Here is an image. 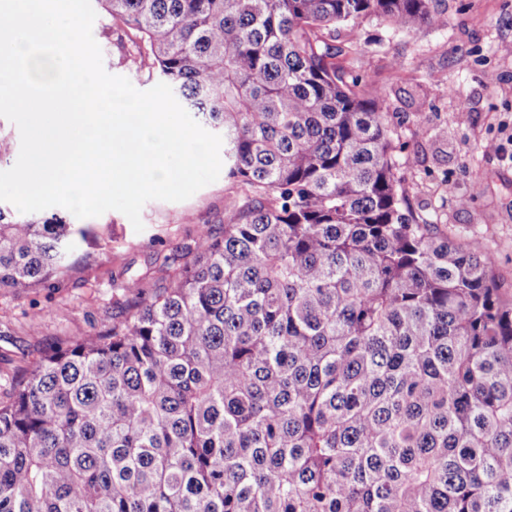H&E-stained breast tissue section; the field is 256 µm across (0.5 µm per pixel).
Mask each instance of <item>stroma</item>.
Returning a JSON list of instances; mask_svg holds the SVG:
<instances>
[{
  "label": "stroma",
  "instance_id": "stroma-1",
  "mask_svg": "<svg viewBox=\"0 0 512 512\" xmlns=\"http://www.w3.org/2000/svg\"><path fill=\"white\" fill-rule=\"evenodd\" d=\"M438 27L393 28L373 19L336 29L347 70L367 73L379 89L391 128L404 143L398 173L416 220L444 224L450 238L472 243L495 258L494 276L512 296V0H445ZM93 37L105 70L147 90L155 79L127 63L126 33L98 14ZM495 82H487V74ZM504 153L486 152L488 141ZM224 179L182 202L152 200L141 211L143 231L121 212L76 219L65 208L48 215L79 223L71 266L53 288L0 290V396L52 348L90 334L125 315L121 286L132 278L158 287L175 250L193 243L201 228L222 231L228 209L240 201Z\"/></svg>",
  "mask_w": 512,
  "mask_h": 512
}]
</instances>
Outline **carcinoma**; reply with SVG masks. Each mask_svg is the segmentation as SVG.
Masks as SVG:
<instances>
[{
  "mask_svg": "<svg viewBox=\"0 0 512 512\" xmlns=\"http://www.w3.org/2000/svg\"><path fill=\"white\" fill-rule=\"evenodd\" d=\"M97 2L248 201L0 400V512H512V302L413 218L327 40L442 0ZM76 233L0 206V288L55 287Z\"/></svg>",
  "mask_w": 512,
  "mask_h": 512,
  "instance_id": "1",
  "label": "carcinoma"
}]
</instances>
